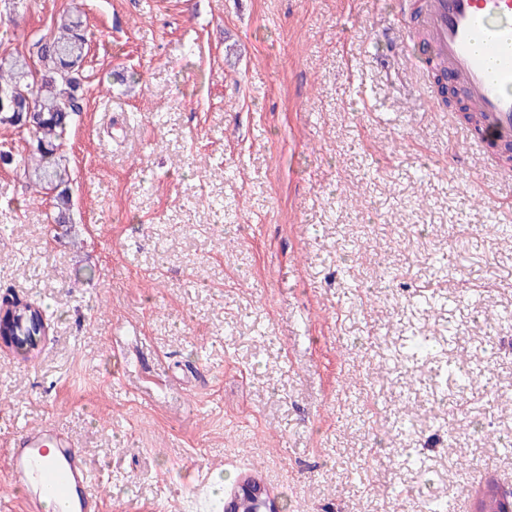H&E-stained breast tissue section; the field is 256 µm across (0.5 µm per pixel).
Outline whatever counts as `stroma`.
<instances>
[{
	"label": "stroma",
	"mask_w": 512,
	"mask_h": 512,
	"mask_svg": "<svg viewBox=\"0 0 512 512\" xmlns=\"http://www.w3.org/2000/svg\"><path fill=\"white\" fill-rule=\"evenodd\" d=\"M68 11L89 39L57 151L69 223L0 124V304L48 325L31 355L0 348V512H24L12 439L48 421L103 512H224L247 474L281 512H420L427 493L472 512L485 476L512 488L492 439L512 431V234L490 230L512 208L481 195L512 186L449 168L466 122L402 49L397 0H0V48L40 71ZM424 290L451 301L421 313ZM452 325L437 362L395 364L411 329ZM450 357L482 371L467 417L433 390Z\"/></svg>",
	"instance_id": "1"
}]
</instances>
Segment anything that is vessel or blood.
Returning a JSON list of instances; mask_svg holds the SVG:
<instances>
[{
    "label": "vessel or blood",
    "mask_w": 512,
    "mask_h": 512,
    "mask_svg": "<svg viewBox=\"0 0 512 512\" xmlns=\"http://www.w3.org/2000/svg\"><path fill=\"white\" fill-rule=\"evenodd\" d=\"M404 16L430 49L419 62L422 73L439 72L460 102L480 113L468 141L480 158L499 161L512 149V0H411ZM8 472L26 512H44L49 498L65 501V512H100L87 461L53 424L14 441Z\"/></svg>",
    "instance_id": "obj_1"
}]
</instances>
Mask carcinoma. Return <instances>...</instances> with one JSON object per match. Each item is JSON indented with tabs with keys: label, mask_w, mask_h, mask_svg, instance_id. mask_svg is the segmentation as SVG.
Returning <instances> with one entry per match:
<instances>
[{
	"label": "carcinoma",
	"mask_w": 512,
	"mask_h": 512,
	"mask_svg": "<svg viewBox=\"0 0 512 512\" xmlns=\"http://www.w3.org/2000/svg\"><path fill=\"white\" fill-rule=\"evenodd\" d=\"M59 35L50 41H37V54L47 62L41 78H35L27 59L5 50L0 52V123H8L25 131L36 144L40 155L38 164L29 174L32 182L42 189H56L58 223H66L71 199L65 183L66 170L53 156L66 134L71 115L81 110L79 96V67L88 43L83 22L78 16L65 15L60 18ZM43 312L34 309L33 316L23 324L16 325L20 336H31L42 329ZM436 343L431 336L414 333L401 346L402 361L411 364L427 360L435 355ZM445 380L465 392L471 387L473 372L457 360H450L440 367ZM505 501L495 486L489 484L481 499V512H503Z\"/></svg>",
	"instance_id": "obj_1"
}]
</instances>
